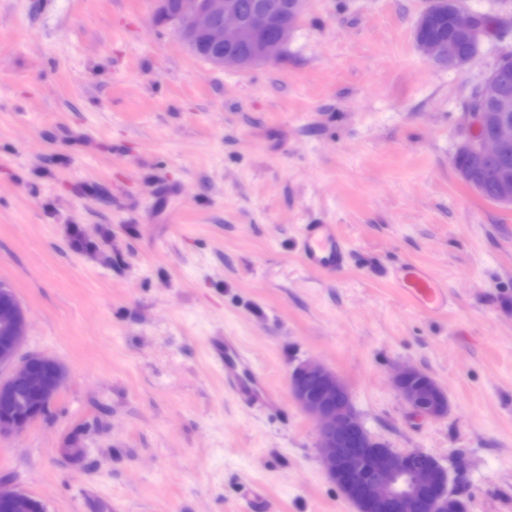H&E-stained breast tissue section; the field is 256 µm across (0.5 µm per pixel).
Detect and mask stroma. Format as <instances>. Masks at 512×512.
<instances>
[{
	"label": "stroma",
	"instance_id": "35a3bbf8",
	"mask_svg": "<svg viewBox=\"0 0 512 512\" xmlns=\"http://www.w3.org/2000/svg\"><path fill=\"white\" fill-rule=\"evenodd\" d=\"M430 3L306 0L277 62L227 70L156 0H0V282L24 352L67 371L44 416L0 435L1 483L46 512H355L289 392L315 359L470 512H512V207L452 163L473 87L512 51V0H463L493 26L460 73L417 48ZM307 224L336 225L342 272L303 263ZM404 262L447 287V313L405 302ZM227 332L278 410L225 386L210 341ZM401 365L439 383L446 417L411 414ZM85 422L79 462L62 447Z\"/></svg>",
	"mask_w": 512,
	"mask_h": 512
}]
</instances>
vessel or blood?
Wrapping results in <instances>:
<instances>
[{
	"label": "vessel or blood",
	"mask_w": 512,
	"mask_h": 512,
	"mask_svg": "<svg viewBox=\"0 0 512 512\" xmlns=\"http://www.w3.org/2000/svg\"><path fill=\"white\" fill-rule=\"evenodd\" d=\"M299 246L303 262L313 270L333 274L346 264V243L335 225H305ZM393 280L415 309L429 314L447 312L448 296L427 268L405 263L394 271ZM212 351L215 362L223 365L224 378L238 399L247 406L264 410L278 407V393L237 337L224 335L213 339Z\"/></svg>",
	"instance_id": "obj_1"
}]
</instances>
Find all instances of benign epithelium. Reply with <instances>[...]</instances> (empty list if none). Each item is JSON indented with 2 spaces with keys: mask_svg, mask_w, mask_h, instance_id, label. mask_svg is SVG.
Listing matches in <instances>:
<instances>
[{
  "mask_svg": "<svg viewBox=\"0 0 512 512\" xmlns=\"http://www.w3.org/2000/svg\"><path fill=\"white\" fill-rule=\"evenodd\" d=\"M306 0H157V18L173 25L191 49L205 45L211 63L242 70L280 59L304 12ZM453 34L426 38L424 30L443 8L441 0L421 14L415 41L433 64L463 71L477 53L481 37L477 15L459 0H448ZM470 133L455 157L459 179L478 194L495 189L496 203L512 206V178L497 162L512 153V92L495 70L477 85L468 112ZM28 318L13 289L0 286V433H20L45 415L56 400L66 370L54 357L20 355ZM294 401L315 425L316 445L328 477L344 497L366 512H469L470 501L450 487L448 470L428 453L400 451L377 438L362 423L347 384L325 365L308 360L288 376ZM393 384L411 413L424 419L448 414V398L425 372L404 367ZM26 413L11 411L18 397ZM0 503L9 512H45L44 505L16 488L0 483Z\"/></svg>",
  "mask_w": 512,
  "mask_h": 512,
  "instance_id": "7a95c632",
  "label": "benign epithelium"
}]
</instances>
